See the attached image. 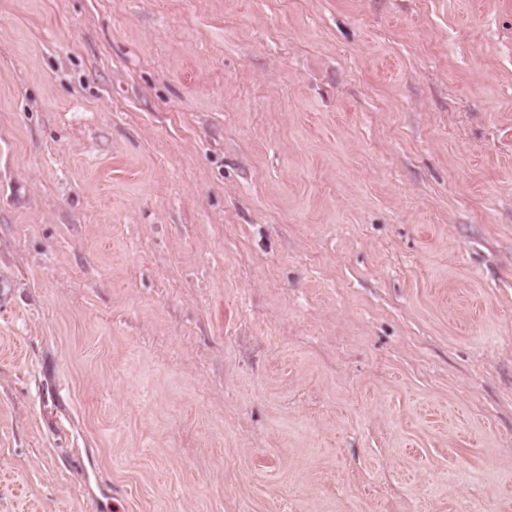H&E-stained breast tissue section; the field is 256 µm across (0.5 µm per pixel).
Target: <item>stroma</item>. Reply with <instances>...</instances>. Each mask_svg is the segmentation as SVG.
<instances>
[{"mask_svg": "<svg viewBox=\"0 0 512 512\" xmlns=\"http://www.w3.org/2000/svg\"><path fill=\"white\" fill-rule=\"evenodd\" d=\"M0 512H512V0H0Z\"/></svg>", "mask_w": 512, "mask_h": 512, "instance_id": "1", "label": "stroma"}]
</instances>
